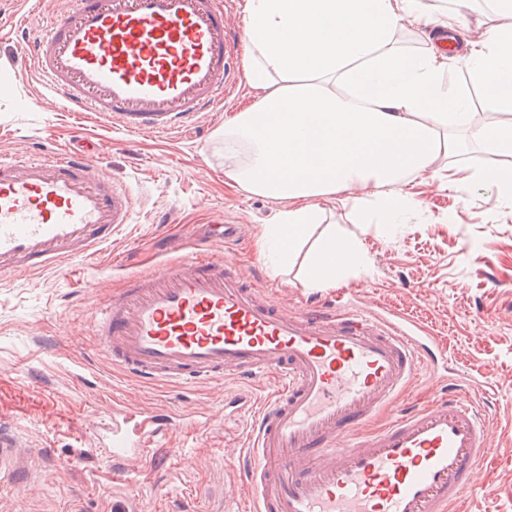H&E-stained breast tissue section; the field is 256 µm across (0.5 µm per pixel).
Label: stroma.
<instances>
[{
	"label": "stroma",
	"mask_w": 512,
	"mask_h": 512,
	"mask_svg": "<svg viewBox=\"0 0 512 512\" xmlns=\"http://www.w3.org/2000/svg\"><path fill=\"white\" fill-rule=\"evenodd\" d=\"M26 2L20 16L15 0H0V149L59 150L79 137L99 143L91 162L129 192L133 209L130 224L72 273L0 272V418L12 422L33 470L21 485L0 479V512H181L191 498L201 512H250L224 468L225 455L244 444L250 416L225 413L224 396L240 389L264 396L267 380L144 385L105 361L91 334L96 306L130 276L168 264L227 219L246 227L227 263L284 307H330L347 290L354 303L427 327L448 354L450 374L492 387L491 438L512 444V199L472 180L495 164L486 148L467 142L458 157L406 177L402 189L416 206L400 224L358 226L352 201L322 200L327 223L356 234L369 264L334 288H308V247L275 267L256 245L261 226L276 223L288 201L246 193L224 176V126L254 99L243 40L231 49L237 80L223 102L168 131L131 132L112 118L47 104L50 92L29 70L16 31L22 22L40 30L71 0ZM116 404L181 414L156 440V453L117 464L126 471L118 483L117 465L97 451ZM167 448L179 456H164ZM460 512H512V471L481 463Z\"/></svg>",
	"instance_id": "stroma-1"
}]
</instances>
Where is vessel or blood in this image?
Listing matches in <instances>:
<instances>
[{"label": "vessel or blood", "mask_w": 512, "mask_h": 512, "mask_svg": "<svg viewBox=\"0 0 512 512\" xmlns=\"http://www.w3.org/2000/svg\"><path fill=\"white\" fill-rule=\"evenodd\" d=\"M235 37L223 0H76L21 44L32 68L71 112L119 119L132 132L171 127L223 101L235 79ZM87 149L40 157L0 153V271H62L97 256L131 218L132 199L97 171ZM99 352L141 383L185 384L263 375L276 381L251 411L250 444L226 456L255 512H452L477 465L512 467V447L452 379L445 395L369 421L421 367L448 356L405 316L350 305L285 309L221 251L193 245L178 265L133 278L95 312ZM176 415L117 407L100 450L140 457ZM29 459L0 421V475Z\"/></svg>", "instance_id": "vessel-or-blood-1"}]
</instances>
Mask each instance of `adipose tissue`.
<instances>
[{
  "mask_svg": "<svg viewBox=\"0 0 512 512\" xmlns=\"http://www.w3.org/2000/svg\"><path fill=\"white\" fill-rule=\"evenodd\" d=\"M430 10L425 0H246L245 73L251 106L224 127V176L244 191L293 201L265 225L266 256L285 262L316 224L319 200L355 189L376 192V218L400 223L409 196L383 194L406 175L429 172L456 154L465 130L499 160L473 173L512 198V0H495L509 24L459 60L467 82L448 86L444 44L454 42L468 0ZM427 27V52L395 43L398 28ZM495 120L472 127V93ZM366 259L358 239L321 238L306 285L335 287Z\"/></svg>",
  "mask_w": 512,
  "mask_h": 512,
  "instance_id": "ef3b65f1",
  "label": "adipose tissue"
}]
</instances>
